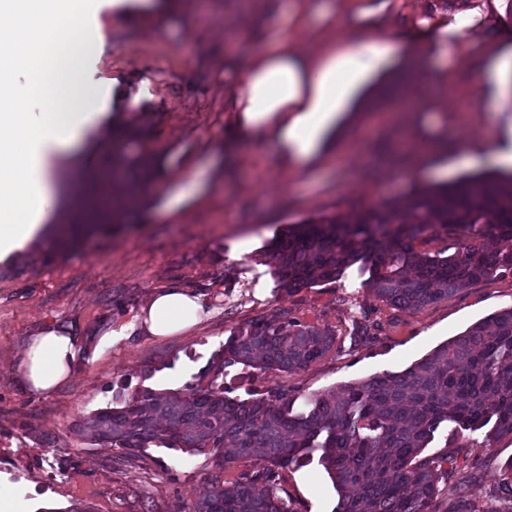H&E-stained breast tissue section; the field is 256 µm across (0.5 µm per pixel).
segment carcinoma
<instances>
[{
    "label": "carcinoma",
    "mask_w": 512,
    "mask_h": 512,
    "mask_svg": "<svg viewBox=\"0 0 512 512\" xmlns=\"http://www.w3.org/2000/svg\"><path fill=\"white\" fill-rule=\"evenodd\" d=\"M408 74L387 94L414 89ZM112 184L95 185L91 201L112 205V219L136 201L154 176L153 159L135 156ZM448 242L435 252L419 243ZM279 286L291 291L333 282L361 263V287L404 311H417L469 285L512 276V174L482 173L433 188H417L402 206L387 201L363 211L290 224L266 252ZM351 336L370 339L380 323L362 310ZM335 331L286 319H257L234 331L212 365L185 393H135L124 407L102 409L79 432L91 441L142 452L150 447L213 454L224 462L261 458L236 488L220 484L187 512H297L277 494L282 470L319 454L338 493L333 512H440L439 483L458 460L475 475L479 458L466 451V434L482 432V447L512 439V306L489 315L401 372H384L339 391L314 394L294 411L296 395L269 389L235 400L225 396L224 369L242 365L260 377L309 366L333 345ZM447 429L451 449L426 456ZM463 443H458V440ZM448 512H512V460L498 491L484 501L452 490Z\"/></svg>",
    "instance_id": "1"
}]
</instances>
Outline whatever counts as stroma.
<instances>
[{
	"instance_id": "obj_1",
	"label": "stroma",
	"mask_w": 512,
	"mask_h": 512,
	"mask_svg": "<svg viewBox=\"0 0 512 512\" xmlns=\"http://www.w3.org/2000/svg\"><path fill=\"white\" fill-rule=\"evenodd\" d=\"M287 0H89L92 49L76 63L93 86L99 117L77 154L55 158L69 172L68 189L88 192L92 175L112 167L117 155L152 154L159 168L141 206L121 224L58 252L56 222L35 239L33 257L0 261V484L13 488L25 512H185L213 482L233 486L243 471L263 467L251 458L217 465L213 456L175 448L132 455L81 439L77 426L97 410L121 408L138 390L182 392L205 370L234 330L252 320L289 316L336 332L334 346L303 369L252 378L242 366L224 379L228 397L251 398L270 388L292 393L325 392L415 364L437 346L462 335L493 312L512 306V277L474 283L416 312L401 311L361 288L358 267L333 282L292 292L280 290L264 256L276 229L346 214L383 199H405L419 151L402 121L404 109L445 91L447 115L427 113L430 126L447 125L448 144L501 142L512 129V112L486 118L472 89L481 65L487 26L512 28V0L504 14L485 0H466L484 18L474 27L468 66L439 86L436 70L405 100L369 107L361 122L322 157L311 172L281 171L263 145L233 163L224 161L229 136L224 115L231 103L224 80L248 57L238 42L264 43L286 28ZM137 111H127L129 102ZM113 131L110 149L100 135ZM214 172L205 192L176 210L166 208L181 177ZM182 288L199 296L204 320L183 334L119 337L99 357L81 355L71 377L57 389L20 388L19 366L34 336L49 324L100 333L126 320L148 294ZM369 310L382 324L379 336L354 344L351 317ZM480 468L466 484L486 497L512 458V441L475 451ZM281 495L298 512H333L334 485L318 461L284 470Z\"/></svg>"
}]
</instances>
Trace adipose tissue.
<instances>
[{"instance_id": "ef3b65f1", "label": "adipose tissue", "mask_w": 512, "mask_h": 512, "mask_svg": "<svg viewBox=\"0 0 512 512\" xmlns=\"http://www.w3.org/2000/svg\"><path fill=\"white\" fill-rule=\"evenodd\" d=\"M87 0H0V12L15 19L13 29L0 36V260L23 256L38 236L54 206L75 211L80 201L64 196L62 179L50 159L74 151L94 113L65 112L63 103L91 104L93 94L80 79L62 85L58 69L71 68L85 54L88 41L77 38L85 26ZM392 0L379 6L366 0H289L288 29L273 36L269 47L253 50L247 67L225 80L224 93L233 108L224 115L233 131L234 145L253 140L270 146L291 171L306 173L323 153L332 150L345 127L356 124L369 100L377 94L378 80L404 64V43L378 22L392 11ZM338 12L352 40L320 38L315 50L302 48L297 31L309 28L313 15ZM476 15L459 10L420 22L413 32L440 65L455 62L465 67L470 44L466 38ZM34 40L47 42L52 51L38 62L25 64L17 77L15 50ZM41 92L39 111L16 112L13 102L31 100ZM483 112L493 113L512 104V28L496 25L484 42L483 62L474 85ZM491 167L512 170V142L488 147L482 142L460 145L451 161L422 157L413 171L420 183L442 179L449 169ZM204 308L185 290L152 292L142 307L121 325V333L135 330L169 336L198 324ZM112 332L95 338L78 336L57 325L35 336L22 365V382L36 392L56 389L71 374L81 351L100 352L112 345Z\"/></svg>"}]
</instances>
